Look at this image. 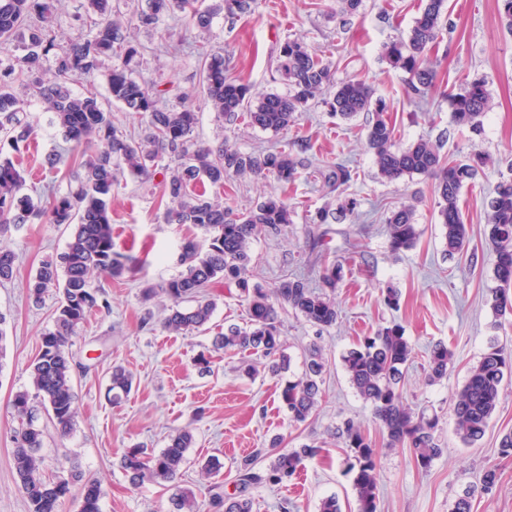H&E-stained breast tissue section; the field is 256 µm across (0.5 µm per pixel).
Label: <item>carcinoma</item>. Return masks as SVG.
<instances>
[{
  "mask_svg": "<svg viewBox=\"0 0 512 512\" xmlns=\"http://www.w3.org/2000/svg\"><path fill=\"white\" fill-rule=\"evenodd\" d=\"M253 0H218L201 8L199 0H140L133 12L139 26L153 29L165 16L180 15L202 31L211 29L219 14L233 19L252 10ZM123 0H85L84 18L78 33L61 42L54 27V0H0V145L19 150L35 132L25 100L17 91H33L51 113L50 123L63 140L77 150L93 141L102 148L78 164L73 174L75 188L54 194L48 210V223L72 228L66 249L55 259L40 264L33 274L29 294L34 301L55 291L58 305L52 327L44 330L41 345L30 364L33 391H19L12 407L20 421L15 432L13 464L29 512H60L70 491V480L82 479L78 467H70L67 478L46 477L34 451L42 446L43 430L35 425L32 400L38 399L47 410L55 429L68 434L74 421L71 338L86 317L110 308L109 301L95 284L100 274L121 277L132 270L137 259L115 250L112 237V188L119 174L147 180L162 175L163 196L168 205L164 221L190 224L201 231L204 243L185 240L177 255L178 273L171 279L148 285L142 291L148 301L158 294L170 301L169 314L162 327L172 333L207 331L216 308L207 288L223 282L235 286L246 305L249 324L229 325L217 333L214 346L245 352L262 360L263 370L279 376L288 369L283 353L278 311L289 307L320 331L336 324L338 309L335 291L344 278V264L333 261L322 268L321 279L330 292L318 291L303 277L285 278L265 288L246 278L252 261L251 247L262 234L278 235L293 223V211L282 197L269 194L254 206L235 212L205 198L203 187H224L234 176L272 177L283 184L294 182L306 167L302 154L307 145L286 149L245 152L221 142L211 147L198 140L195 130L198 115L185 107L160 103V93L149 91L137 78L141 63L139 48L129 40L120 22ZM447 0H423V7L407 38L384 47L391 66L408 75V93L417 103L436 87V69L429 55L431 48L453 32ZM21 50L17 61H4ZM204 99L220 120L232 124L244 117L253 127L278 132L295 121V115L310 104H322L334 116L349 119L360 112L375 117L368 128L366 143L373 155L378 175L396 182L413 175H424L433 182L439 198L438 217L444 229L446 251L465 248L467 230L459 208L463 187L475 182L479 171L492 164L490 157L474 152L460 160L442 154L447 133L439 139L420 138L405 148L395 143L394 126L386 117L389 106L374 97L363 81L334 82L329 64L299 38L286 39L278 47L275 71L287 85L285 94L259 92L248 83L227 76L229 63L224 50L197 48ZM52 64L57 80L43 79L46 64ZM106 69L108 97H99L95 77ZM83 79L89 88L74 92L67 86L70 77ZM451 121L458 131L473 136L483 132L484 118L493 108L486 82L475 78L459 93H449ZM141 117L142 133L132 139L112 125L111 104ZM170 163L164 165V159ZM351 179L343 165L331 164L325 184L335 192ZM23 174L13 161L0 153V232L12 225L23 226L37 216L39 209L24 193ZM355 199L328 204L311 218L314 224L345 220L357 208ZM386 235L392 251L413 248L420 236L413 205H401L385 218ZM487 236L495 258V274L500 288L492 293V309L503 317L512 315V178L498 182L495 195L487 202ZM17 255L0 248V285L12 280ZM454 353L438 342L430 347L427 382L448 379ZM413 359V346L398 325L378 329L365 336L342 355V366L356 394L370 404L373 416L386 436L390 448L410 449L414 463L429 470L444 449L436 438L439 417L425 411L414 412L404 406L400 392ZM327 369L322 349L311 346L301 376L280 384V408L297 424L304 423L318 407L323 374ZM512 375V346L491 344L474 365L457 396L454 413L462 442L480 441L496 412L502 382ZM132 378L120 367L112 370L108 394L118 401L128 395ZM333 436L340 440L349 456L348 472L357 512H379L378 451L361 426L350 418L336 425ZM195 443L191 430L171 435L157 453L145 448H128L120 467L130 484L146 481L171 491L169 512H201L202 503L193 489L180 484L186 451ZM316 443L298 448H281L277 438L266 453L242 457L236 466V490L224 492L212 485L208 505L212 512H253L250 491L260 486L283 485L291 481L304 461L320 455ZM269 462L259 465V458ZM496 469L486 468L479 484L469 487L455 502L453 512H471L476 492L488 493L496 486ZM101 487L95 480H84L79 512H101Z\"/></svg>",
  "mask_w": 512,
  "mask_h": 512,
  "instance_id": "1",
  "label": "carcinoma"
}]
</instances>
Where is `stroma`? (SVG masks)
<instances>
[{
    "label": "stroma",
    "instance_id": "stroma-1",
    "mask_svg": "<svg viewBox=\"0 0 512 512\" xmlns=\"http://www.w3.org/2000/svg\"><path fill=\"white\" fill-rule=\"evenodd\" d=\"M419 5L420 0H364L359 13L344 24L338 0H255L251 13L231 22L216 18L208 32L189 28L177 16L165 18L154 31L132 30L144 57L141 78L165 89V104L186 105L198 113L200 141L213 146L226 141L247 151L308 143L310 165L293 184L235 177L225 183L219 200L241 210L271 193L286 197L295 211L294 222L279 235L254 242L249 276L267 288L295 276L321 287L309 245L323 237L324 254L345 266V279L336 289L339 316L334 327L319 333L294 311L280 314L291 374L303 372L304 352L311 342L321 345L328 360L317 411L306 423L293 424L279 408L276 378H242L237 371L239 353L213 345L215 331L231 324L242 327L248 320L235 287L218 283L209 288L217 303L209 331L176 334L162 329L168 301L162 296L143 301L142 289L177 274L173 256L198 231L164 223L159 179L120 178L112 192L114 241L119 251L141 258L143 264L122 277L99 279L110 307L88 316L72 339L77 363L74 428L68 436H59L46 413L38 415L44 438L37 455L46 477L61 476L63 465L72 461L84 477L99 481L102 512H168V494L162 487L129 484L119 466L124 449L158 451L171 434L191 429L195 444L186 453L183 484L203 492L215 480L230 492L242 456L264 450L276 437L288 448L314 441L323 446L321 457L305 461L288 485L253 489V512H280L284 502L291 512H318L321 500L330 495L338 497L343 512H357L345 452L330 434L337 423L351 417L379 451L380 512H452L456 499L489 466L498 469L499 482L492 492L475 495L472 512H512V457L498 452L501 433L512 430V378L504 379L497 411L475 445L461 441L453 413L457 392L487 347L495 341L512 345V318H499L490 307L499 282L486 240L484 204L501 177L512 175V34L496 0H448L456 30L431 51L437 62V88L428 109L420 110L406 94V74L392 68L383 55L387 43L407 36ZM289 37L304 39L328 61L336 81L362 79L376 96L385 98L398 145L445 132L449 138L444 152L461 158L477 149L494 158V165L459 196L467 226L464 252L451 255L444 250L430 179L379 178L366 148L372 113L342 120L316 105L277 133L244 120L232 126L217 121L200 92L198 58L190 45L223 49L229 77L260 91L283 93L287 87L274 71V50ZM475 78L486 80L494 107L484 119L482 135L471 141L450 134L445 95L459 92ZM27 104L35 135L29 146L10 157L26 178L28 194L42 206L49 191H68L75 160L67 158L53 173L42 174L45 155L63 148L64 142L41 102L31 96ZM330 163L349 167L352 179L343 195L357 200V212L341 223L314 224L311 215L328 199L322 171ZM410 203L416 208L420 237L414 248L395 253L388 245L384 219L394 207ZM68 239L65 228L37 220L0 233V246L18 255L13 279L0 286V315L5 318L0 326V512H28L13 468L17 421L11 401L30 386L29 365L42 332L53 324L56 308L51 292L34 302L28 281L42 261L65 250ZM389 286L401 292L399 309H389L383 301L382 292ZM392 324L403 327L414 348L403 389L405 404L440 418L445 451L426 471L415 467L409 449L387 447L371 407L356 395L341 362L359 338ZM437 342L448 345L454 363L447 380L430 385L424 367L429 347ZM116 366L133 378L131 393L117 403L108 396ZM213 456L223 464L214 480L201 474L202 463Z\"/></svg>",
    "mask_w": 512,
    "mask_h": 512
}]
</instances>
